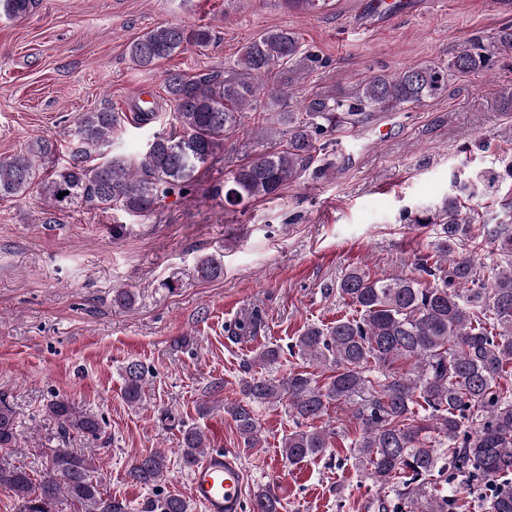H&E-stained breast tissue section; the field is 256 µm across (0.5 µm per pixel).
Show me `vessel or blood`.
Listing matches in <instances>:
<instances>
[{"label":"vessel or blood","mask_w":512,"mask_h":512,"mask_svg":"<svg viewBox=\"0 0 512 512\" xmlns=\"http://www.w3.org/2000/svg\"><path fill=\"white\" fill-rule=\"evenodd\" d=\"M190 495L205 512H243L244 471L234 452L207 450L194 466Z\"/></svg>","instance_id":"b4317fda"}]
</instances>
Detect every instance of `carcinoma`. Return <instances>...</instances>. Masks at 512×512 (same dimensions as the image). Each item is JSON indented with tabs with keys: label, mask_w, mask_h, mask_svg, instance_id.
Segmentation results:
<instances>
[{
	"label": "carcinoma",
	"mask_w": 512,
	"mask_h": 512,
	"mask_svg": "<svg viewBox=\"0 0 512 512\" xmlns=\"http://www.w3.org/2000/svg\"><path fill=\"white\" fill-rule=\"evenodd\" d=\"M35 0H0L8 17L22 19ZM325 0H284V6L310 14ZM211 40L205 26H158L133 40L129 55L135 65L152 67L189 46L204 48ZM313 61L302 50L298 35L286 28L270 29L242 48L237 75L190 77L167 72L164 83L173 104L176 130L157 133L142 154L112 153L116 113H82L70 133L77 147L67 165L45 167L54 154L52 141L38 139L24 152L0 158V196L19 197L31 190L46 210L64 215L90 202L96 208L120 209L131 215L151 212L157 201L191 190L196 173L224 150V134L242 125L243 109L267 90L274 100L287 92L270 87L275 69L301 71ZM490 66V54L478 44H465L448 66L415 64L391 73L371 75L349 93L305 99L298 110L279 113L288 128V145L267 151L234 169L224 180V202L271 199L282 187L312 168L316 153L333 144L332 133L355 127L370 112H399L422 105L448 88L451 73L469 74ZM512 180V163L501 171H486L472 179H454L453 193L435 209L408 212L405 220L433 231L431 253L416 263L432 278L424 284L412 277H379L367 266L350 268L336 284V293L348 312L331 325H308L292 348L304 360L324 367L317 379L307 371H293L285 379L255 373L241 383L242 398L224 404L238 433L253 447L260 445L256 406L285 404L295 430L282 441L290 463L335 447L342 432L315 427L333 402L360 399L353 412L354 432L348 438L352 457L380 489H392L397 503L381 501L383 512H397L398 502L419 506V512H451L453 499L427 494L426 480L441 472L442 460L454 470L502 478L512 473V390L501 380L512 376V211L490 228L476 223L465 201ZM67 192L62 198L57 194ZM497 244L507 261L492 278L483 279L463 250L481 248L486 240ZM198 273L212 279L223 273L215 256L200 261ZM148 369L139 361L122 367L123 394L138 405ZM49 416L63 434L96 437L99 418L81 410L66 397L48 405ZM19 446L12 407L0 398V447ZM182 462L193 467L207 447L196 427L182 430ZM167 457L160 451L130 462L126 476L139 485L161 482ZM93 456L71 448H52L48 468L34 482L23 466L0 465V486L16 498V512H55L65 498L83 512H128L112 498L94 475ZM491 512H512V486L504 481L492 487ZM281 502L268 488L253 498L252 512H280ZM189 503L176 495L152 501L148 512H189Z\"/></svg>",
	"instance_id": "carcinoma-1"
}]
</instances>
